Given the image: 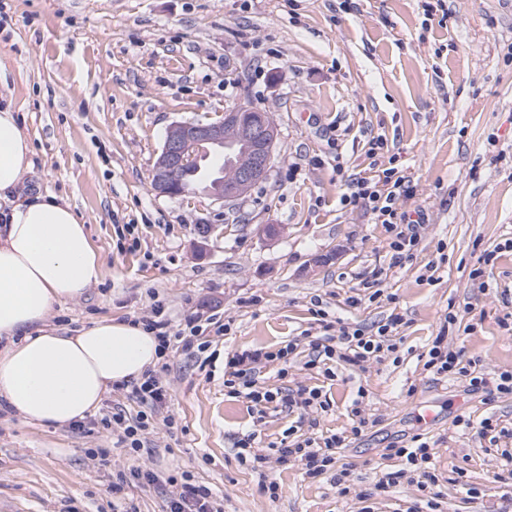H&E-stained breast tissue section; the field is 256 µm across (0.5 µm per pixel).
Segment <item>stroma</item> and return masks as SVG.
Masks as SVG:
<instances>
[{
    "mask_svg": "<svg viewBox=\"0 0 512 512\" xmlns=\"http://www.w3.org/2000/svg\"><path fill=\"white\" fill-rule=\"evenodd\" d=\"M424 0H0V104L33 148L31 192L64 198L85 224L101 275L55 307L50 329L128 321L162 300L173 324L217 315L210 362L176 354L162 381L174 427L157 423L153 451L132 460L109 434L43 425L0 408V512H164L183 475L224 499V512H407L416 484L375 485L398 469L390 445L433 444L442 512H512L498 449L512 448V395L433 379L423 352L447 312L448 332L488 380L512 372V0H447L446 24L423 27ZM244 102L270 111L278 140L270 175L235 207L204 189L160 196L149 172L175 122H213ZM385 145L370 154L369 142ZM395 165L414 184L407 210L425 215L413 259L391 263L370 212L343 205L346 174ZM133 225L123 235V225ZM214 232L201 238L198 227ZM281 227L270 239L261 225ZM485 289L469 277L483 252ZM322 266H314L316 257ZM435 271H427V264ZM378 277L381 296L362 281ZM357 304H350V297ZM321 306L364 330L399 315L397 357L338 370L304 369L305 330ZM296 342L286 385L325 387L316 433L347 438L348 495L329 475L241 464L233 442L252 428L244 399L224 389V355ZM364 392L371 427L352 436ZM441 412L422 424L423 405ZM498 418L497 439L457 419ZM107 456H92V449ZM159 484L111 486L132 465ZM275 480L276 497L261 490Z\"/></svg>",
    "mask_w": 512,
    "mask_h": 512,
    "instance_id": "stroma-1",
    "label": "stroma"
}]
</instances>
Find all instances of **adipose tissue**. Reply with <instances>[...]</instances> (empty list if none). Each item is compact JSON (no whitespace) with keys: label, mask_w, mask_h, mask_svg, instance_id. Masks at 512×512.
Returning <instances> with one entry per match:
<instances>
[{"label":"adipose tissue","mask_w":512,"mask_h":512,"mask_svg":"<svg viewBox=\"0 0 512 512\" xmlns=\"http://www.w3.org/2000/svg\"><path fill=\"white\" fill-rule=\"evenodd\" d=\"M31 142L0 107V400L13 413L65 426L98 408L112 385L158 362L142 325L103 319L72 334L44 325L101 274L85 225L51 193L23 192Z\"/></svg>","instance_id":"1"}]
</instances>
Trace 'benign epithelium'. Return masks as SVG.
Listing matches in <instances>:
<instances>
[{"mask_svg": "<svg viewBox=\"0 0 512 512\" xmlns=\"http://www.w3.org/2000/svg\"><path fill=\"white\" fill-rule=\"evenodd\" d=\"M240 134L239 145L247 161L240 166L238 178L226 182L220 177L208 187L214 202L230 205L257 183L266 179L274 155L277 136L276 124L269 114L240 104L224 111L215 122H175L165 136L161 153L150 174V185L156 194L179 196V176L183 170L199 160L209 147H224L226 131Z\"/></svg>", "mask_w": 512, "mask_h": 512, "instance_id": "obj_1", "label": "benign epithelium"}]
</instances>
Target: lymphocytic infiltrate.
I'll return each instance as SVG.
<instances>
[{"instance_id": "f902f5d3", "label": "lymphocytic infiltrate", "mask_w": 512, "mask_h": 512, "mask_svg": "<svg viewBox=\"0 0 512 512\" xmlns=\"http://www.w3.org/2000/svg\"><path fill=\"white\" fill-rule=\"evenodd\" d=\"M347 182L351 192L344 196V203L370 209L376 223L382 224L390 236L395 263L411 259L420 242V223L402 209L403 203L414 195L409 180L392 167L384 169L380 179L351 176ZM313 317L320 333L309 342L311 355L305 366L309 369L322 368L326 379H334L336 367L361 369L368 362L382 359L385 354L397 350L393 337L400 322L399 317H390L388 322L379 325L376 332L370 335L362 329L341 324L338 327L340 342L335 346L324 344L321 337L323 331L333 327L328 311L315 309ZM140 322L156 336L161 361H168L170 355L178 351L202 353L209 346L208 341L202 338L204 330L200 318L187 320L182 328H173L162 302H153L149 315L141 317ZM455 322V317H446L444 326L432 337L424 368L440 379L451 380L463 376L468 378L470 386H483L485 378L472 375L470 369L463 365L461 352L448 346L449 327ZM295 350V344L289 343L274 352L243 350L228 358L224 386L231 394L247 401L255 425L254 430L235 441L237 458L241 464L257 468L263 466L267 454L272 453L281 464L299 466L308 478L320 477L331 470L335 471L337 478H344L346 469L335 466L336 453L345 446L344 436L334 433L312 437L302 432L304 426H316L318 414L325 412L329 406L321 389L307 386L270 388L258 382L260 369L270 365L276 366L278 377H285L288 360ZM117 389L127 401L132 402V409L119 406L104 411L95 418L94 423L112 435L116 447L135 456L143 451L146 434L166 406L168 391L161 381L160 371L155 369L147 370L139 379L118 384ZM271 409L296 415L295 425L288 429L289 440L267 444L259 440L256 428ZM389 455L399 459L401 466L382 476L378 490L396 486L409 473L415 475L419 490L427 495L429 490L437 486L435 452L429 442L417 436L411 444L391 447ZM425 505L429 512H437L439 507L436 499L429 495ZM166 512H224V502L209 487L188 478L179 491L169 497Z\"/></svg>"}]
</instances>
